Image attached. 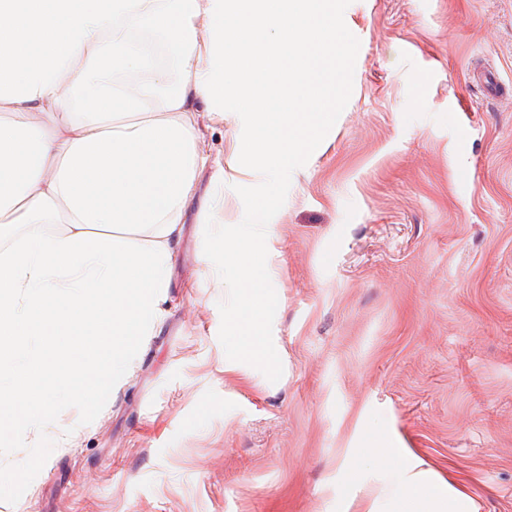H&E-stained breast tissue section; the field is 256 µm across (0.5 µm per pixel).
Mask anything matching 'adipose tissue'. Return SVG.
Segmentation results:
<instances>
[{
	"mask_svg": "<svg viewBox=\"0 0 512 512\" xmlns=\"http://www.w3.org/2000/svg\"><path fill=\"white\" fill-rule=\"evenodd\" d=\"M352 80L342 0H0L1 443L49 426L58 392L112 394L153 334L198 114L242 113L228 167L274 180ZM377 455L398 464L365 512H473L411 452Z\"/></svg>",
	"mask_w": 512,
	"mask_h": 512,
	"instance_id": "obj_1",
	"label": "adipose tissue"
}]
</instances>
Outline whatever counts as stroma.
Wrapping results in <instances>:
<instances>
[{
  "label": "stroma",
  "mask_w": 512,
  "mask_h": 512,
  "mask_svg": "<svg viewBox=\"0 0 512 512\" xmlns=\"http://www.w3.org/2000/svg\"><path fill=\"white\" fill-rule=\"evenodd\" d=\"M345 15L354 78L271 240L281 378L224 372L196 216L220 190L239 223L236 189L256 180L225 172L241 114L203 112L154 335L100 405L57 399L51 426L0 445V512H357L377 442L477 512H512V0H347Z\"/></svg>",
  "instance_id": "obj_1"
}]
</instances>
